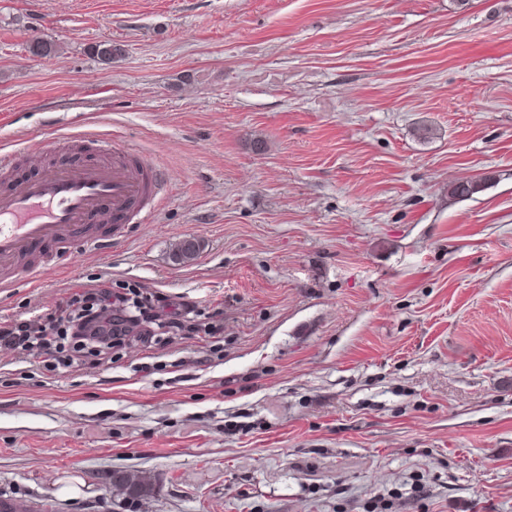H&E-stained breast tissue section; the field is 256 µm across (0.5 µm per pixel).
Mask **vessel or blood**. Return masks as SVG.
<instances>
[{
	"label": "vessel or blood",
	"mask_w": 512,
	"mask_h": 512,
	"mask_svg": "<svg viewBox=\"0 0 512 512\" xmlns=\"http://www.w3.org/2000/svg\"><path fill=\"white\" fill-rule=\"evenodd\" d=\"M161 188L159 170L115 144L10 181L0 189V270L27 258V277L41 275L53 256L91 243L88 225L149 219Z\"/></svg>",
	"instance_id": "vessel-or-blood-1"
}]
</instances>
